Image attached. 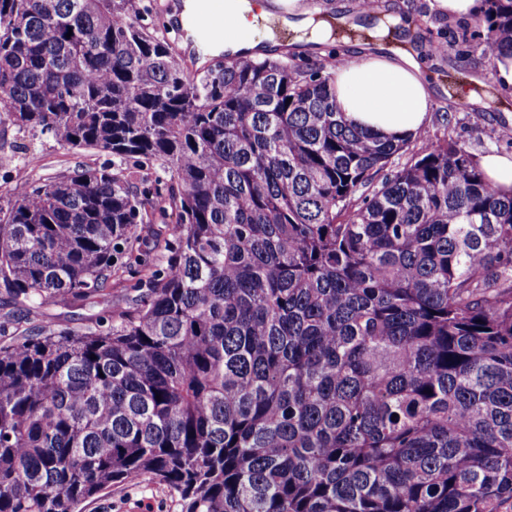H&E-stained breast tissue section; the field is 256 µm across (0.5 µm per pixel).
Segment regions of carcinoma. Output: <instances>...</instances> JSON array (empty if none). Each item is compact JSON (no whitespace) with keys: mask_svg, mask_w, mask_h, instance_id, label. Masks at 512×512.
Masks as SVG:
<instances>
[{"mask_svg":"<svg viewBox=\"0 0 512 512\" xmlns=\"http://www.w3.org/2000/svg\"><path fill=\"white\" fill-rule=\"evenodd\" d=\"M177 41L155 0H0V112L112 156L0 182V336L110 319L0 342V512L132 475L180 512H512V194L458 141L352 126L331 67ZM81 302H72L69 305H57L42 309L40 319L52 321L61 326L81 329L91 321H95L100 313L99 307L81 306Z\"/></svg>","mask_w":512,"mask_h":512,"instance_id":"carcinoma-1","label":"carcinoma"}]
</instances>
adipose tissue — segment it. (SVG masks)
<instances>
[{"label":"adipose tissue","instance_id":"obj_1","mask_svg":"<svg viewBox=\"0 0 512 512\" xmlns=\"http://www.w3.org/2000/svg\"><path fill=\"white\" fill-rule=\"evenodd\" d=\"M224 14L232 24L223 41L215 43V51L235 55L258 46L253 30L267 13L257 0H224ZM276 23L302 33L317 47L332 39L330 24L315 19L301 0H288L287 15ZM333 75L336 103L346 118L358 128L387 137L417 132L435 93L419 54L382 44L373 51L359 48L347 53Z\"/></svg>","mask_w":512,"mask_h":512}]
</instances>
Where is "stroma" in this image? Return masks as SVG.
I'll return each instance as SVG.
<instances>
[{"instance_id":"1","label":"stroma","mask_w":512,"mask_h":512,"mask_svg":"<svg viewBox=\"0 0 512 512\" xmlns=\"http://www.w3.org/2000/svg\"><path fill=\"white\" fill-rule=\"evenodd\" d=\"M432 0H382L409 19L417 35L433 31L444 42L438 56H427L426 65L438 91L433 98L423 129L428 139H454L474 155L512 154V89L497 88L485 107L459 104L457 91L472 80L490 82L494 69L477 41L462 43L464 29L475 26L474 18H455L431 7ZM27 142L16 132L8 116L0 117V180L46 179L76 163L97 166L106 156L95 150L65 151L46 141L34 156L26 154ZM86 512H176L167 489L137 480L112 489L89 503Z\"/></svg>"}]
</instances>
